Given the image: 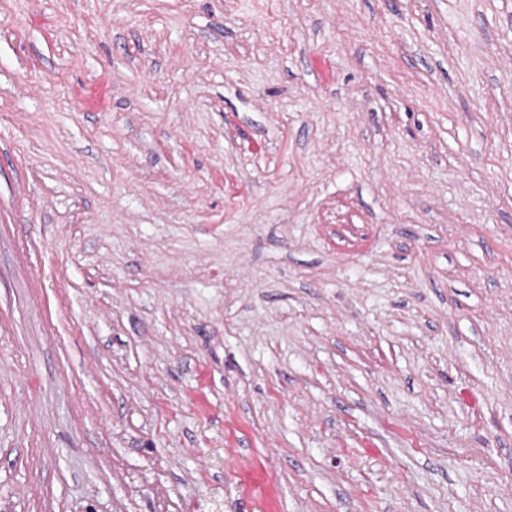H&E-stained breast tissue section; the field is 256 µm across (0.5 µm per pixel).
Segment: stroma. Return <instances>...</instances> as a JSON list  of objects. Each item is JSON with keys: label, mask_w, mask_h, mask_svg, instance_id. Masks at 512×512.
Instances as JSON below:
<instances>
[{"label": "stroma", "mask_w": 512, "mask_h": 512, "mask_svg": "<svg viewBox=\"0 0 512 512\" xmlns=\"http://www.w3.org/2000/svg\"><path fill=\"white\" fill-rule=\"evenodd\" d=\"M0 512H512V0H0Z\"/></svg>", "instance_id": "stroma-1"}]
</instances>
